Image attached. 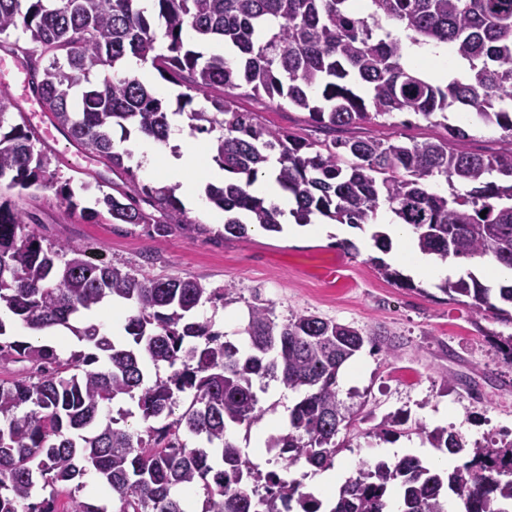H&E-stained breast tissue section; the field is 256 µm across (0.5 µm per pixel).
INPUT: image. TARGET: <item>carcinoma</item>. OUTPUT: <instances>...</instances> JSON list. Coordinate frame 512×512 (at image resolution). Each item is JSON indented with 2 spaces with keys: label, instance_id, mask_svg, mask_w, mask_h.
Returning <instances> with one entry per match:
<instances>
[{
  "label": "carcinoma",
  "instance_id": "carcinoma-1",
  "mask_svg": "<svg viewBox=\"0 0 512 512\" xmlns=\"http://www.w3.org/2000/svg\"><path fill=\"white\" fill-rule=\"evenodd\" d=\"M0 0V47L27 61L39 100L89 156L129 176L95 206L78 199L74 177L35 151L33 134L13 120L0 90V313L25 328L65 329L79 344L66 359L42 341L8 334L0 316V369L25 375L0 380V512H188L182 493L200 487L202 512H448V493L462 512H512V432L467 449L446 428L416 427L430 444L470 459L436 472L416 456L364 463L325 504L296 480L261 473L226 439L227 423L250 428L263 416L258 392L270 382L300 393L285 432L267 440L285 469L303 461L333 464L358 411L339 398L338 373L364 345L356 328L314 314L280 322L271 305H248L244 353L196 310L228 300L199 278L124 271L96 263L84 246L44 242L18 198L52 190L84 224H153L158 235L187 219L174 187L136 183L115 151L112 129L131 125L167 143L171 118L135 75L117 68L128 55L185 88L189 127L210 136L212 160L238 176L208 186L207 199L230 214L224 233L247 237L249 224L282 231L281 209L253 193L261 167L272 166L290 193L295 223L324 216L362 228L385 206L410 228L418 248L448 257L490 258L512 269V0ZM219 40L233 58L187 46ZM444 43L468 63L467 78L446 85L407 62L404 40ZM247 88L277 105L305 111L320 128L345 136L310 140L274 129L235 103ZM207 107L194 108L196 95ZM468 110L502 130L503 146H466L468 129L448 112ZM409 112L440 127V139L408 141L364 135ZM485 217H480V213ZM380 273L410 280L384 261ZM439 290L486 319L512 323V285L493 288L470 272ZM110 300L129 306L116 342L98 325H77ZM151 362L154 378L143 366ZM138 415L147 424H128ZM403 420L385 417L375 434H396ZM97 475L105 499L81 496L82 478ZM48 490L32 501L36 486Z\"/></svg>",
  "mask_w": 512,
  "mask_h": 512
}]
</instances>
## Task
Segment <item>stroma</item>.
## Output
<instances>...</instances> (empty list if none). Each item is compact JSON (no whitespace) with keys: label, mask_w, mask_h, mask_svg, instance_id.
Here are the masks:
<instances>
[{"label":"stroma","mask_w":512,"mask_h":512,"mask_svg":"<svg viewBox=\"0 0 512 512\" xmlns=\"http://www.w3.org/2000/svg\"><path fill=\"white\" fill-rule=\"evenodd\" d=\"M21 60L0 51V88L12 97L28 121L36 146L49 155L63 175L79 171L89 183L78 191L92 204L99 186L111 185V163L84 154L66 135L51 139L44 130L51 120L40 101L24 96ZM241 108L261 113L268 125L317 138L304 112L278 109L261 95L238 96ZM36 231L47 241H72L96 249L121 269L148 267L151 274L202 278L209 287L230 289L232 302L219 311L203 308L201 316L219 314L224 331L242 324L248 303L260 299L278 318L316 314L351 325L363 333L389 335L390 352L363 346L340 372L339 397L360 413L350 432V445L336 456L335 467L357 471L362 462L383 459L384 448L407 447L409 454L440 466L443 453L425 437L413 434L381 439L374 428L387 414L407 417L409 426L453 427L467 444L483 443L512 431V367L496 349L497 336L512 334V324L477 317L465 305L449 301L435 282L414 279L403 288L384 278L373 257L404 271L391 252H379L372 226L352 228L324 220V232L285 224L270 233L248 227L243 239L224 236L218 208L209 214L186 209L187 224L158 236L149 224H82L70 218L53 192L40 193L29 206ZM355 248L345 251L343 240Z\"/></svg>","instance_id":"stroma-1"}]
</instances>
